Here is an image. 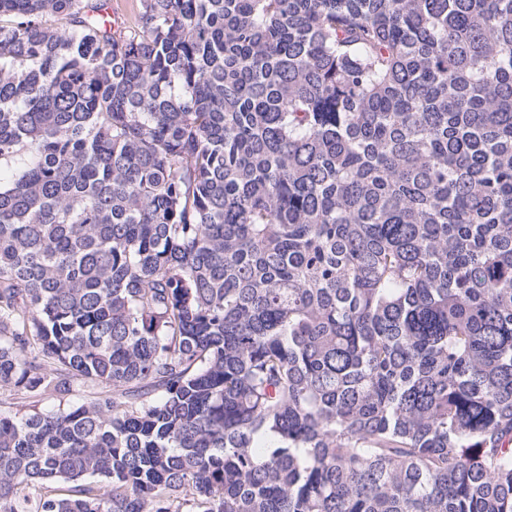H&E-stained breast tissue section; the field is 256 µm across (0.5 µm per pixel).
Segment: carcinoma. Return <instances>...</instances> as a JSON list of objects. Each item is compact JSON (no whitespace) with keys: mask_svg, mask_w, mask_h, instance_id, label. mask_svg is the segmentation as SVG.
<instances>
[{"mask_svg":"<svg viewBox=\"0 0 512 512\" xmlns=\"http://www.w3.org/2000/svg\"><path fill=\"white\" fill-rule=\"evenodd\" d=\"M108 2L0 0V399L65 403L0 512H512V0Z\"/></svg>","mask_w":512,"mask_h":512,"instance_id":"1","label":"carcinoma"}]
</instances>
